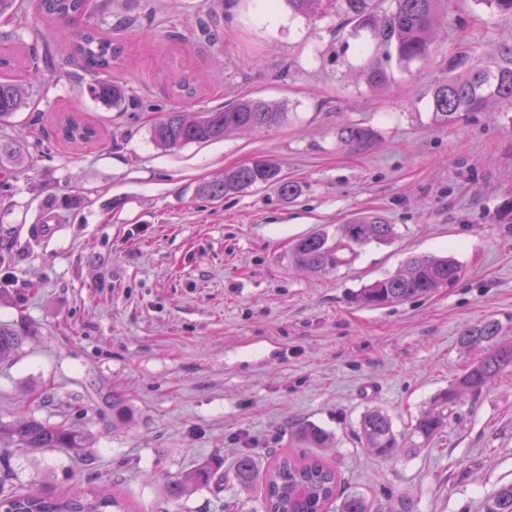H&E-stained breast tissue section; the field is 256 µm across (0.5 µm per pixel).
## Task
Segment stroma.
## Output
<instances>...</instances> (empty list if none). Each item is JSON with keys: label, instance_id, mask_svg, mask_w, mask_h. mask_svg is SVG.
Returning a JSON list of instances; mask_svg holds the SVG:
<instances>
[{"label": "stroma", "instance_id": "obj_1", "mask_svg": "<svg viewBox=\"0 0 512 512\" xmlns=\"http://www.w3.org/2000/svg\"><path fill=\"white\" fill-rule=\"evenodd\" d=\"M93 20L123 46L113 69L133 104L93 99L95 79L71 54L70 28L26 0L20 42L0 78L27 82L34 109L0 123V141L29 156L0 185V322L20 329L0 363V420L32 415L87 437V454L12 451L13 487L62 496L82 488L123 499L127 512H263L232 482L180 501L172 477L205 462L229 471L242 450L259 460L301 455L292 421L335 440L345 491L376 512H483L512 484V373L463 396L431 447L395 459L354 432L378 408L396 433L447 390L479 350L463 329L495 320L512 336V105L435 120L429 89L460 47L512 36V15L482 0H441L431 56L400 65L347 24L341 0L309 18L286 0H93ZM371 61L391 75L374 90ZM194 80L195 97L176 78ZM284 104L269 130L167 151L149 130L163 113L219 108L243 97ZM72 115L98 135L63 141ZM372 128L375 146L341 143L345 124ZM263 158L303 184L288 201L272 187L209 200L198 186ZM394 224L395 238L359 249L327 274L295 267L294 243L336 236L359 213ZM442 254L453 285L390 307L360 304L366 285L407 258ZM125 413H112L113 401Z\"/></svg>", "mask_w": 512, "mask_h": 512}]
</instances>
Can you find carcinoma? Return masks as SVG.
I'll list each match as a JSON object with an SVG mask.
<instances>
[{
	"label": "carcinoma",
	"mask_w": 512,
	"mask_h": 512,
	"mask_svg": "<svg viewBox=\"0 0 512 512\" xmlns=\"http://www.w3.org/2000/svg\"><path fill=\"white\" fill-rule=\"evenodd\" d=\"M330 0H288L297 14L315 16ZM342 0L345 20L357 30L370 32L388 57L400 64L425 61L429 58L436 35L440 0ZM91 0H38V11L47 22L79 26L74 50L87 68L100 75L89 86L91 96L112 109L127 108L126 85L112 79V67L120 51L99 29L88 24ZM19 0H0V17L20 20ZM367 85L382 88L390 81L389 72L379 64L364 71ZM436 118L455 123L472 112H486L494 104L512 105V37L495 40L488 51L476 56L459 51L448 57L442 77L431 87ZM30 105L27 86L0 81V122L7 121ZM288 121V112L278 103L259 98H238L221 108L194 113L173 111L152 127L155 144L165 150L191 143L221 140L235 131L271 129ZM61 138L74 145L96 137L94 128L69 116L60 125ZM339 140L357 150H366L376 143L374 131L357 124L345 125L337 131ZM24 161L22 147L0 141V172L5 177ZM258 186H274L279 195L290 200L302 193L301 185L281 175L272 161L257 159L248 165L224 173V178L200 185L198 194L209 199H222ZM336 241L324 233H312L298 240L292 248L297 266L314 273H326L346 265L356 249L371 243H388L395 236V227L377 214L353 218L339 229ZM461 267L448 257L414 255L407 259L398 273L376 280L361 292V301L368 306H387L429 295L458 280ZM23 336L12 325L0 323V361L11 357ZM460 344L466 348H484L481 357L466 367L463 374L447 390L439 393L430 407L413 425L407 452L428 446L448 425L452 411L464 392L479 394L490 383L512 369V339L502 338V328L494 320L465 328ZM292 440L302 448H326L331 437L321 427L306 421L290 425ZM363 447L382 458L396 455L400 443L389 416L379 409L366 411L357 431ZM84 434L72 428L52 425L34 417H18L0 422V508L5 512H112L121 508L114 497L94 491L78 490L66 496H52L37 490L23 492L8 487L13 476L9 448L34 451L68 448L79 453L85 448ZM224 479L219 467L203 463L180 473L169 481L165 496L180 500L191 493L210 487ZM241 490L261 494L265 512H373L368 498L359 492L338 491V473L323 458L310 455L295 459L281 454L262 465L250 453L237 456L229 472ZM484 512H512V484L495 490L484 502Z\"/></svg>",
	"instance_id": "obj_1"
}]
</instances>
